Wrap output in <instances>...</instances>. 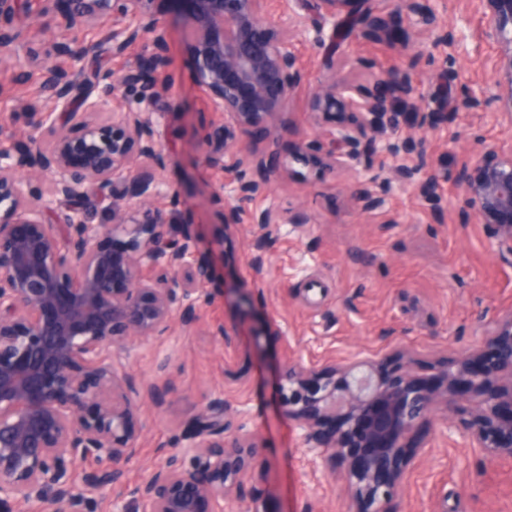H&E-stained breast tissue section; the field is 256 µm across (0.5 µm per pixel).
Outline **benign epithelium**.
<instances>
[{
    "instance_id": "1",
    "label": "benign epithelium",
    "mask_w": 512,
    "mask_h": 512,
    "mask_svg": "<svg viewBox=\"0 0 512 512\" xmlns=\"http://www.w3.org/2000/svg\"><path fill=\"white\" fill-rule=\"evenodd\" d=\"M154 0H43V13L73 26L112 14L109 41L122 55L142 53L123 75L92 98L74 101V76L95 51L74 52L46 43L44 80L49 99L24 105L26 141L0 148V512H89L80 487L113 493L112 508L129 496L139 512H232L233 492L250 488L245 512H273L262 486L261 444L244 425L225 424L206 407L194 432L135 484L125 481L136 455L141 404L160 406L169 385L139 384L125 370L130 339L162 336L173 320L191 328L200 320L214 269L190 232L172 234L171 218L156 200L169 195L154 106L173 74L168 26ZM190 11L192 76L210 111L224 124L196 139L203 164L232 169L239 194L266 189L281 173L278 152L259 154L251 132L275 126L303 79L290 32L294 14L272 18L265 0H171ZM349 0H317L324 25ZM487 37L508 51L501 114L512 124V0H481ZM407 13L416 38L454 34L440 25L429 0H388ZM19 0H0V63L27 42L15 25ZM134 15L130 28L121 18ZM410 109L405 149L423 156L434 115L407 85L387 78ZM131 89L135 99L104 119L108 98ZM313 112H349L359 125L296 146L303 164L320 154L323 173L349 166L350 151L391 111L375 86L322 82L310 98ZM26 165L48 175L45 187L17 174ZM469 207L495 228L494 245L512 255V142L484 148L464 166ZM109 193L111 221L92 224L81 206L89 186ZM59 201L73 206L56 223L46 220ZM438 388L408 370L389 371L377 358L356 354L321 369L288 367L281 396L301 431L311 471L341 475L358 512H397L401 485L414 455L408 438L423 423L460 435L487 458L512 457V316L496 322L476 345L458 349L441 370ZM88 461L95 466L87 469Z\"/></svg>"
}]
</instances>
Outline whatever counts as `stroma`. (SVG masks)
Masks as SVG:
<instances>
[{"label": "stroma", "instance_id": "35a3bbf8", "mask_svg": "<svg viewBox=\"0 0 512 512\" xmlns=\"http://www.w3.org/2000/svg\"><path fill=\"white\" fill-rule=\"evenodd\" d=\"M454 46L427 38L413 41L406 16L387 9L385 0L356 5L355 15L371 11L383 17L386 34L370 33L367 24L325 33L312 41L310 29L321 17L316 0H267L274 17L294 7L303 27L292 35L296 62L306 77L290 103L288 121L278 127L282 149L313 139L348 123V116L313 112L309 99L327 78L367 83L395 75L420 92L429 111L441 116L428 133L425 156L374 154L358 147L350 166L321 177L319 168L290 163L267 192L240 202L229 226H222L223 204L213 192L233 196V172L206 168L194 149L201 126L219 125L194 85L190 63V22L174 12L169 0H155L154 10L167 21L173 87L158 102L155 133L176 200L165 206L175 232L190 231L209 249L224 230L227 291H215L195 327L173 324L167 335L149 342H129L123 360L144 383H169L163 405L144 403L139 415L138 452L127 467L139 482L159 465L162 449L172 447L211 404L219 405L230 424L246 423L261 444L264 485L276 512H354L340 476L311 483L299 431L281 403L279 383L289 365L319 367L340 363L355 353L376 354L386 368L410 366L421 381L433 383L448 355L477 342L485 324L512 314V258L493 246L489 225L480 223L465 204L459 172L484 146L512 138V127L497 114L501 93V48L486 36L479 0H433ZM41 0H26L16 23L34 43L55 41L78 48L96 42L100 50L86 58L78 81L91 94L120 75L130 55L116 56L107 33L111 17L91 25L66 28L41 15ZM412 40L399 52L389 33ZM10 66L19 80L0 78V130H18L23 103L39 94L42 60L18 50ZM474 108L458 106L465 94ZM419 166L437 177L435 191L417 183L392 180L395 169ZM363 185L369 200L356 201L351 188ZM270 208L289 221L266 227ZM253 284L250 311L241 315L232 290ZM237 326L238 336L224 341L220 327ZM243 416H236V409ZM418 448L398 504L399 512H512V458L487 460L461 441L443 438L433 424L410 436Z\"/></svg>", "mask_w": 512, "mask_h": 512}]
</instances>
